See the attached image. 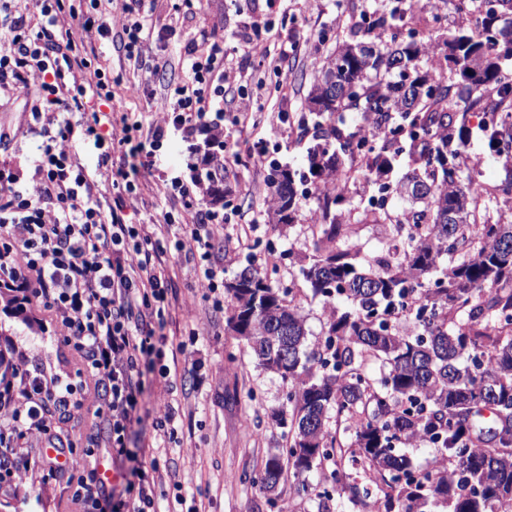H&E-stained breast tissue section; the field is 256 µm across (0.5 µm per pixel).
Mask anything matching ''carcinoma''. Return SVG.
Returning a JSON list of instances; mask_svg holds the SVG:
<instances>
[{"label":"carcinoma","instance_id":"cac0c4a2","mask_svg":"<svg viewBox=\"0 0 512 512\" xmlns=\"http://www.w3.org/2000/svg\"><path fill=\"white\" fill-rule=\"evenodd\" d=\"M479 21L462 25L444 45L426 30L399 33L405 9L394 6L353 29L318 71L307 98L317 124L306 154L317 200L306 265L311 297L329 313L309 342L293 289L272 286L248 264L224 284L228 326L258 365L286 386L272 415L281 445L251 483L269 495L292 473L297 492L316 476L318 512L343 500L355 512H512V223L491 222L460 184L455 160L466 153L468 112L512 110V0H482ZM436 66L419 67L423 57ZM356 115L365 140L343 128ZM489 150L512 145V119L485 128ZM326 140L350 163L374 167L373 183L406 158V182L424 192L397 216L383 203L346 210L358 181L337 176L342 159H318ZM276 223L292 226L295 174L267 175ZM485 204L512 203V178L486 188ZM363 224L384 227L383 251L356 241ZM423 443L434 464L417 467L408 449ZM372 475L358 484L345 468Z\"/></svg>","mask_w":512,"mask_h":512}]
</instances>
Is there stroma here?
<instances>
[{
  "instance_id": "obj_1",
  "label": "stroma",
  "mask_w": 512,
  "mask_h": 512,
  "mask_svg": "<svg viewBox=\"0 0 512 512\" xmlns=\"http://www.w3.org/2000/svg\"><path fill=\"white\" fill-rule=\"evenodd\" d=\"M390 0H154L149 23L160 30L179 24L182 34L201 33L223 39L234 46V36L242 20L260 18L284 25L298 42L296 61L287 73L291 93V117L282 122L277 116L276 89L278 77L264 64L265 55H277L280 45L272 40L260 41L258 52L252 53L247 72L261 78V85H249L258 93L266 109L252 113L247 128H240L233 112H225L223 126L214 136L223 140L226 152L239 153L238 162L230 165L217 196L203 197L201 207L237 210L236 223L224 227V274L232 276L245 265L267 273L273 286L293 287L302 295L301 313L311 334H319L325 318L321 300L308 296L299 273L304 258L311 251L309 225L317 202L307 198L300 203L296 224L279 231L268 217L270 206L266 178L268 166L244 158L245 136L265 139L272 161L290 164L299 174H306V148L311 136L305 135L301 121L315 123L307 109L306 97L317 73L318 57L327 56L337 40L361 24L363 17H378L389 11ZM85 43L95 45L102 53L101 62L117 85L112 89V112L136 113L143 123L161 124L167 118L164 81L183 72L182 42L171 41L168 47L151 43L142 62L127 60L113 50L111 44L91 28L84 32ZM165 65V73L154 70ZM139 89L138 97H128L126 84ZM28 109L24 100L0 99V128L11 136L8 154L21 165H28L37 140L27 131ZM482 113L468 115L472 132L468 150L477 165L464 168L462 179L492 187L501 184L512 163L493 155L481 137ZM204 136L188 140L180 132H172L158 155L157 170L143 174L140 193L135 202L136 221L146 222L162 213L181 218V202L164 198L162 179L187 174L191 156L205 151ZM276 251L280 264L268 268V251ZM163 265L169 278L170 317L166 326L165 364L176 372L163 379L151 374L146 381L141 420L130 429L127 446L141 452L143 458L158 456L152 476L164 494L155 502L156 512H172L173 497L167 491L181 484L185 496L202 498L206 512H317L316 494L296 495L292 478L279 487L276 507H269L266 497L252 486L248 477L258 472L278 437L270 425V414L284 395L281 381L260 368L244 347V343L228 328L229 304H215L213 295L197 284L199 267L188 252L168 250ZM61 316L34 305L11 313L0 309V349L4 350L15 371L11 385H18V372L41 366L46 375L75 371L78 357L63 340ZM80 399L84 415H63L55 411L44 414L40 427L26 436L28 448L41 451L52 435L75 432L81 446H93L96 432L90 425L89 411L100 404V390L92 379H84ZM178 408L184 423L178 442L156 448L152 422L167 410ZM65 477H44L22 470L10 479L0 502L10 504L13 512H76L77 507L65 490Z\"/></svg>"
}]
</instances>
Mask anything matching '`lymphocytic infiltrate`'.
<instances>
[{
    "label": "lymphocytic infiltrate",
    "mask_w": 512,
    "mask_h": 512,
    "mask_svg": "<svg viewBox=\"0 0 512 512\" xmlns=\"http://www.w3.org/2000/svg\"><path fill=\"white\" fill-rule=\"evenodd\" d=\"M109 0H0V93L24 99L31 106L28 132L39 138L28 173L10 159H0V288L18 291L25 303L61 313L65 343L82 359L71 375L46 377L43 370L24 371L19 394L22 409L9 433H0V488L16 470L62 472L60 456L77 450L75 440L50 439L56 457L31 454L25 447L28 430L39 426L45 410L81 409L77 395L83 376L95 377L101 405L94 416L106 431L105 445L113 456L127 458L128 429L140 406L142 377H166L162 333L169 313V288L161 257L165 249L150 225L129 220L127 203L136 198L138 171L152 167L169 129L193 139L209 132L224 117V82L233 69L231 52L222 40L207 34L189 38L184 46L186 75L168 82V125L144 126L123 116L120 153L106 145L104 129L111 114L112 83L97 66L96 47L82 34L97 27L127 59L141 60L149 40L169 42L148 24L152 0H127L120 30L107 21ZM39 72L32 83L31 72ZM90 143L98 163L116 166L118 181L94 191L88 170L64 148L68 142ZM189 178L164 180L165 197L190 206L207 187L224 179V155L205 152L190 165ZM38 184L30 195L25 182ZM223 213L196 211L181 227L175 250H189L203 266L198 279L208 292L218 289L213 263L224 250L218 234ZM81 450V449H78ZM84 468L67 480L66 488L83 512H154L158 490L146 465L123 473L121 489L108 487L98 476L94 449L81 450Z\"/></svg>",
    "instance_id": "lymphocytic-infiltrate-1"
}]
</instances>
